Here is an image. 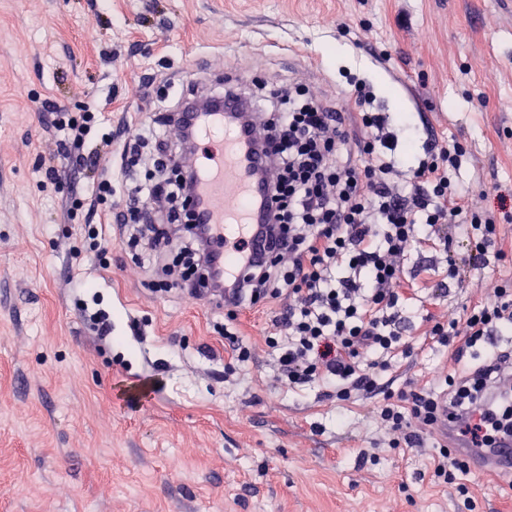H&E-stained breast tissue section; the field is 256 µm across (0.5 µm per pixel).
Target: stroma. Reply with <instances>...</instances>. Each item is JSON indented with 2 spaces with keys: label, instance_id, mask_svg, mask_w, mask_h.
Segmentation results:
<instances>
[{
  "label": "stroma",
  "instance_id": "1",
  "mask_svg": "<svg viewBox=\"0 0 512 512\" xmlns=\"http://www.w3.org/2000/svg\"><path fill=\"white\" fill-rule=\"evenodd\" d=\"M255 75L339 112L365 83L420 144H460L470 205L512 217V0H0V512H512V477L468 473L465 506L432 481L436 449L393 444L365 401L278 383L275 307L238 314L256 346L241 363L224 310L155 290L119 225L99 226L107 264L71 257L92 216L69 204L93 175L43 180V103L98 113L85 154L225 79L255 96ZM500 232L502 260L459 280L442 251L409 252L414 353L394 388L453 370L422 317L462 318L512 279V220ZM99 309L107 342L86 318Z\"/></svg>",
  "mask_w": 512,
  "mask_h": 512
}]
</instances>
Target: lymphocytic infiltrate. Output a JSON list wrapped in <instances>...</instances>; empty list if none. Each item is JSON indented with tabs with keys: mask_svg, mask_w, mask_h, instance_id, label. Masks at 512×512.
<instances>
[{
	"mask_svg": "<svg viewBox=\"0 0 512 512\" xmlns=\"http://www.w3.org/2000/svg\"><path fill=\"white\" fill-rule=\"evenodd\" d=\"M373 102L366 86L356 84L355 120L367 138L355 156L343 153L344 113L326 108L303 87L288 88L273 111L264 113L275 207L255 237L269 240L274 253L244 276L240 305L278 304L277 333L265 344L275 351L278 379L288 388L316 383L340 401L371 400L372 413L388 433L411 448L423 442L413 425L434 427L444 408L459 435L486 448L512 438V393L502 386L512 353L489 342L493 333L512 328L511 280L497 285L492 299L463 321L436 319L427 331L439 345L454 346L456 356L471 353V366L432 385L395 392L383 375L395 357L411 353L401 333L408 250L421 244L448 247V225L463 224L474 243L469 264H490L503 254L498 217L465 207L452 180L461 156L453 142L425 150L406 184L395 187L399 139L386 131ZM44 120L57 132V150L64 154L92 131L97 115L72 116L48 105ZM191 183L188 177H154L119 190L111 178L101 177L91 195L101 204L120 195L113 219L142 241L138 264L197 298L221 277L211 231L193 230L184 238L180 226L160 218L165 203L186 200Z\"/></svg>",
	"mask_w": 512,
	"mask_h": 512,
	"instance_id": "obj_1",
	"label": "lymphocytic infiltrate"
}]
</instances>
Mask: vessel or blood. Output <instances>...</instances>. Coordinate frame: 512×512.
Instances as JSON below:
<instances>
[{
  "mask_svg": "<svg viewBox=\"0 0 512 512\" xmlns=\"http://www.w3.org/2000/svg\"><path fill=\"white\" fill-rule=\"evenodd\" d=\"M245 102H225L214 112L194 117L195 172L192 207L198 223L211 225L216 250L224 255L226 274H238L248 261V228L267 220L272 201L259 159L250 149L259 134L245 124ZM442 436L472 461L480 474H512V446L472 448L458 440L451 425Z\"/></svg>",
  "mask_w": 512,
  "mask_h": 512,
  "instance_id": "b4317fda",
  "label": "vessel or blood"
}]
</instances>
